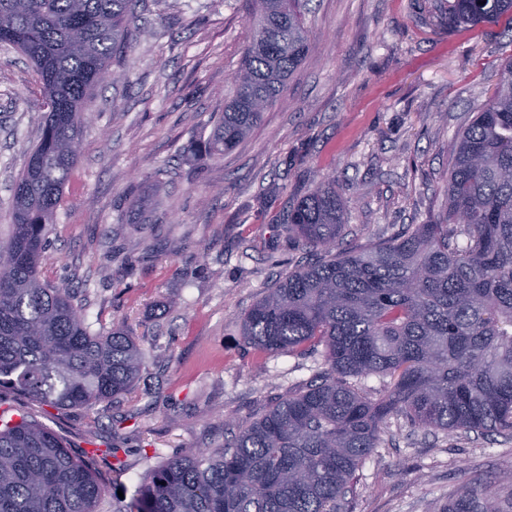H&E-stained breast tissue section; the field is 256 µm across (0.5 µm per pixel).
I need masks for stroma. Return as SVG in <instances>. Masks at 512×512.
I'll return each mask as SVG.
<instances>
[{"label":"stroma","mask_w":512,"mask_h":512,"mask_svg":"<svg viewBox=\"0 0 512 512\" xmlns=\"http://www.w3.org/2000/svg\"><path fill=\"white\" fill-rule=\"evenodd\" d=\"M445 0H310L309 51L286 101L248 139L209 154L251 36L249 0H141L140 32L116 81L87 106L81 157L57 210L41 272L85 305L92 330L122 321L148 358L131 394L38 413L72 451L98 460L110 512L138 477L301 390L321 352L260 354L246 310L280 275L318 259L284 230L294 200L336 181L346 214L336 248L361 252L436 219L458 132L512 56V21L449 29ZM29 62L0 47V232L42 122ZM153 215L137 224V211ZM512 439L392 427L356 473L343 512H439L473 479L502 486Z\"/></svg>","instance_id":"1"}]
</instances>
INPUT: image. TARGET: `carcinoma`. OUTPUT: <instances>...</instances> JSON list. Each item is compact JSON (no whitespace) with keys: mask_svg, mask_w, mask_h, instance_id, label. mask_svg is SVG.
Listing matches in <instances>:
<instances>
[{"mask_svg":"<svg viewBox=\"0 0 512 512\" xmlns=\"http://www.w3.org/2000/svg\"><path fill=\"white\" fill-rule=\"evenodd\" d=\"M309 0H256L254 33L208 148L235 149L284 100L309 50ZM138 0H0V45L35 68L46 111L0 237V388L55 408L131 393L145 350L119 322L94 332L82 304L41 278L86 105L132 48ZM512 18V0H448V26ZM443 215L360 253L334 251L345 204L327 178L288 210V237L323 253L245 313L260 353L323 350L311 384L245 419L232 439L148 467L113 512H336L391 420L512 436V60L458 133ZM377 377L373 398L362 381ZM98 454L73 452L26 415L0 417V512H96ZM440 512H512L473 481Z\"/></svg>","mask_w":512,"mask_h":512,"instance_id":"cac0c4a2","label":"carcinoma"}]
</instances>
